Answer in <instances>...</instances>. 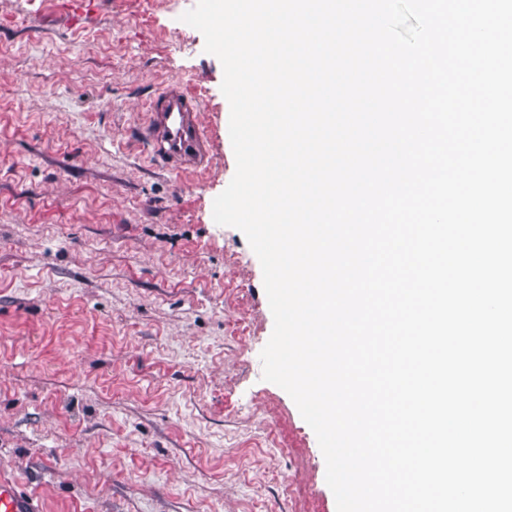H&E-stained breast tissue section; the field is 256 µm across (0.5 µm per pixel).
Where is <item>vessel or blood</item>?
<instances>
[{"label":"vessel or blood","instance_id":"1","mask_svg":"<svg viewBox=\"0 0 512 512\" xmlns=\"http://www.w3.org/2000/svg\"><path fill=\"white\" fill-rule=\"evenodd\" d=\"M199 96L172 80L149 99L143 114L144 138L151 156L168 172L181 174L207 169L214 141L203 121ZM0 512H37L31 496L0 478Z\"/></svg>","mask_w":512,"mask_h":512}]
</instances>
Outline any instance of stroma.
I'll return each instance as SVG.
<instances>
[{"label":"stroma","mask_w":512,"mask_h":512,"mask_svg":"<svg viewBox=\"0 0 512 512\" xmlns=\"http://www.w3.org/2000/svg\"><path fill=\"white\" fill-rule=\"evenodd\" d=\"M197 0H0V477L40 512H337L317 437L264 381L274 326ZM199 94L211 168L175 176L138 113Z\"/></svg>","instance_id":"35a3bbf8"}]
</instances>
